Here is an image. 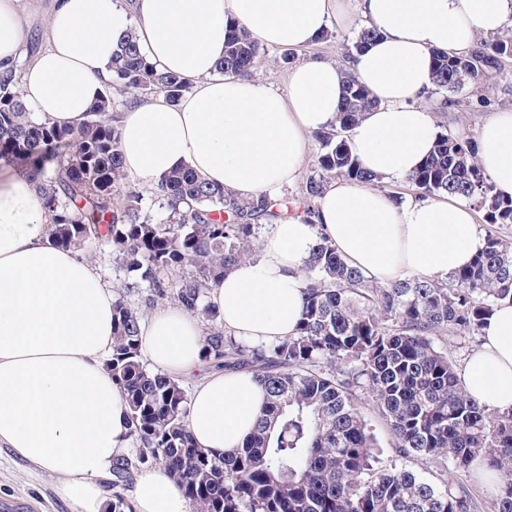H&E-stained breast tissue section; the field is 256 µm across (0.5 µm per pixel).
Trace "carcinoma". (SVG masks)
Wrapping results in <instances>:
<instances>
[{
    "instance_id": "cac0c4a2",
    "label": "carcinoma",
    "mask_w": 512,
    "mask_h": 512,
    "mask_svg": "<svg viewBox=\"0 0 512 512\" xmlns=\"http://www.w3.org/2000/svg\"><path fill=\"white\" fill-rule=\"evenodd\" d=\"M379 36L363 28L346 59ZM267 49L230 22L222 75L250 76ZM512 36L478 37L471 48L434 55L438 110L476 112L490 100L463 86L494 78L512 89ZM23 64L0 67V160L33 176L62 248L97 240L127 275L112 303V354L107 368L128 403L136 448L116 459L105 488L110 512H133L125 494L134 472L161 466L186 494L190 512H478L471 494L453 486L448 462L499 476L495 512H512V409L490 410L465 391L448 338L480 331L495 308L512 302V243L487 236L484 249L446 281L411 275L378 285L348 266L320 237L305 260L301 319L294 335L251 345L217 327L210 289L235 263L257 257L261 230L287 199L243 200L202 180L184 165L145 196L122 185L118 105L162 93L178 102L187 81L163 72L136 39L120 41L102 100L76 127L49 126L25 104ZM376 101L347 77L336 128L316 131V168L303 188L302 212L327 180L374 186L379 177L350 152L346 133ZM431 196H460L488 224H512V198L500 196L478 164L476 136L439 134L433 153L409 177ZM166 212L156 220L155 208ZM172 299L207 322L202 362L248 372L264 383L267 405L245 444L225 455L197 447L185 424L188 396L178 380L148 368L139 343L146 309ZM368 394L394 435L402 458L429 460L440 482L385 463L383 449L355 402Z\"/></svg>"
}]
</instances>
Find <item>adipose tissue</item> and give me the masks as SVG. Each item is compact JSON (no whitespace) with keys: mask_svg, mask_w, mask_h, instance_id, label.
<instances>
[{"mask_svg":"<svg viewBox=\"0 0 512 512\" xmlns=\"http://www.w3.org/2000/svg\"><path fill=\"white\" fill-rule=\"evenodd\" d=\"M41 0H0V63L22 61L21 93L42 122L74 127L100 100L112 54L135 34L148 58L194 85L178 104L164 95L138 102L119 123L123 173L154 186L190 165L242 199L279 198L299 177L310 133L336 123L342 85L354 75L378 102L348 136L369 171L401 182L432 152L438 116L425 106L434 50L463 51L476 35L512 30V0H359L381 36L346 65L299 63L288 91L253 77L221 75L227 21L273 47L302 49L329 23L350 25L346 0H51L44 44L29 47L27 16ZM479 162L498 192L512 196V109L478 130ZM313 221L289 214L260 235L256 259L224 274L210 298L224 329L251 344L294 332L305 281L301 268L317 231L373 282L406 276L444 280L468 266L486 236L469 202L407 196L393 202L374 186L328 181ZM42 196L19 171L0 169V446L58 476L74 512H101L115 458L132 446L128 407L106 368L113 293L85 253L56 247ZM142 352L172 373L195 367L198 320L181 306L139 323ZM482 345L461 378L489 409H512V304L481 328ZM266 389L253 374L216 373L199 384L186 425L195 443L221 455L251 435ZM134 512H189L163 468L135 473Z\"/></svg>","mask_w":512,"mask_h":512,"instance_id":"ef3b65f1","label":"adipose tissue"}]
</instances>
